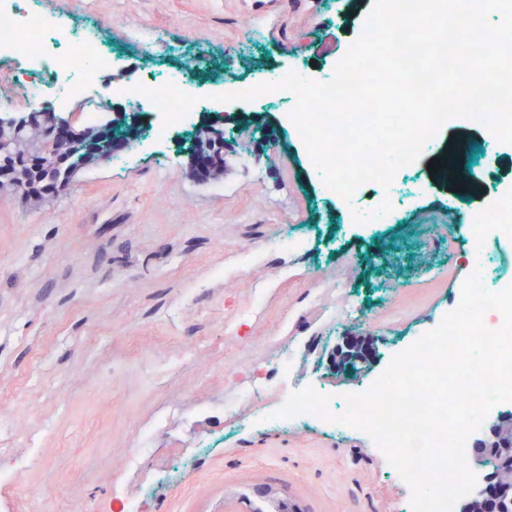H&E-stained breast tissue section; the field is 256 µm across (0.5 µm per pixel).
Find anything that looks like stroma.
Masks as SVG:
<instances>
[{
    "instance_id": "1",
    "label": "stroma",
    "mask_w": 512,
    "mask_h": 512,
    "mask_svg": "<svg viewBox=\"0 0 512 512\" xmlns=\"http://www.w3.org/2000/svg\"><path fill=\"white\" fill-rule=\"evenodd\" d=\"M102 40L119 59L62 112L96 120L136 113L145 133L116 158L89 164L64 191L43 199H0V470L37 446L35 463L0 486L11 512L40 498L45 512H118L113 482L127 454L145 445L142 512H407L410 486L372 439L347 425L256 422L255 405L234 397L230 412L152 435L143 423L165 404L224 402V362L239 351L224 321L243 319L247 344L276 335L291 315L284 350L261 366L270 400L303 386L342 396L367 390L391 359L435 329L470 271L474 228L459 222L451 192L406 200L397 217L368 231L341 201L321 193L285 103L225 105L224 125L247 146L227 156L223 177L200 183L187 163L191 133L165 141L142 97L114 101L112 85L155 66L209 64L195 77L206 94L225 74L254 80L273 71L333 74L364 27L373 0H39ZM150 34L147 46L131 29ZM475 157L494 176L477 204L512 195V144L471 133ZM450 224L436 248L401 255L384 241L411 226ZM249 274L227 283L229 271ZM288 282H280L281 270ZM342 275L362 314L318 293ZM270 287L269 296L259 294ZM374 336L377 358L354 381L325 378L321 352L337 328ZM198 343L194 361L154 389L140 365ZM288 358L291 372L277 367Z\"/></svg>"
}]
</instances>
